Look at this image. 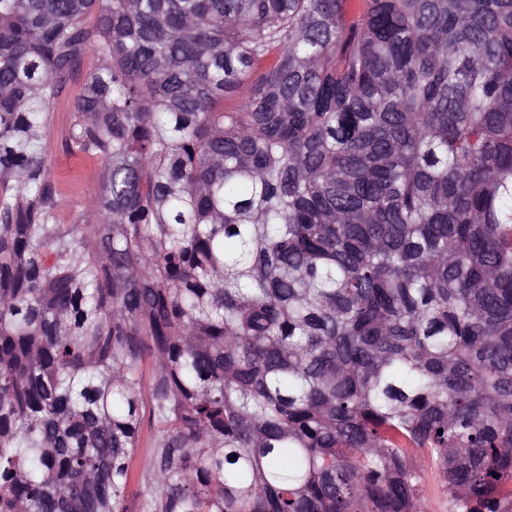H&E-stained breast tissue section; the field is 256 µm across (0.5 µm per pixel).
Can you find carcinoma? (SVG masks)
<instances>
[{"label":"carcinoma","instance_id":"carcinoma-1","mask_svg":"<svg viewBox=\"0 0 512 512\" xmlns=\"http://www.w3.org/2000/svg\"><path fill=\"white\" fill-rule=\"evenodd\" d=\"M145 421L140 512H512V0H0V512ZM68 113L55 108L50 113L48 124V162L63 199L58 213L59 224H71L72 216L79 212L90 216V201L100 194L103 184V167L98 163L85 162V165L67 172L64 162L68 156L62 144V131Z\"/></svg>","mask_w":512,"mask_h":512}]
</instances>
